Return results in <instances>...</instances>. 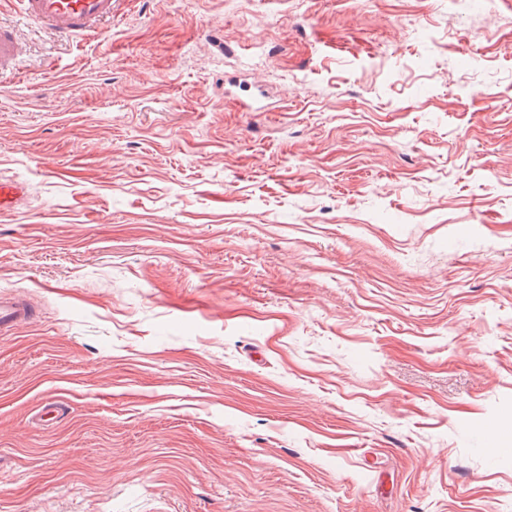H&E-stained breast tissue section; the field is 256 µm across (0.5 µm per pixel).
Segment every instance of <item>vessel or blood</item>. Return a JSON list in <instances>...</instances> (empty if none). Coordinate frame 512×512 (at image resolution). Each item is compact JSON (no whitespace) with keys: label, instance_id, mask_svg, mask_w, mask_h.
<instances>
[{"label":"vessel or blood","instance_id":"vessel-or-blood-1","mask_svg":"<svg viewBox=\"0 0 512 512\" xmlns=\"http://www.w3.org/2000/svg\"><path fill=\"white\" fill-rule=\"evenodd\" d=\"M114 0H19L22 13L60 40L98 34L102 23L111 21ZM20 43L12 27L0 24V73L13 70ZM28 195L25 184L0 179V212L21 206ZM39 310L26 296L0 295V331L33 323Z\"/></svg>","mask_w":512,"mask_h":512}]
</instances>
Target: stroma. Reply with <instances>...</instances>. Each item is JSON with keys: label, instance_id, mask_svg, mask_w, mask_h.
<instances>
[{"label": "stroma", "instance_id": "1", "mask_svg": "<svg viewBox=\"0 0 512 512\" xmlns=\"http://www.w3.org/2000/svg\"><path fill=\"white\" fill-rule=\"evenodd\" d=\"M0 22V512H512V0ZM20 54V43L15 30L0 24V73L15 68ZM27 195L28 189L25 184L0 179V212L18 209L25 202ZM37 306L26 296L16 294L0 295V331H13L33 323L38 316Z\"/></svg>", "mask_w": 512, "mask_h": 512}]
</instances>
